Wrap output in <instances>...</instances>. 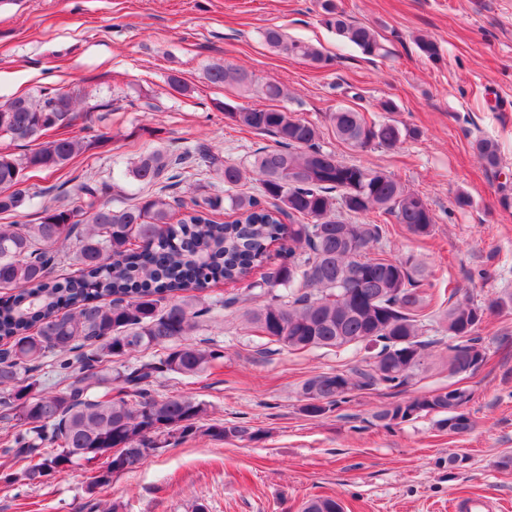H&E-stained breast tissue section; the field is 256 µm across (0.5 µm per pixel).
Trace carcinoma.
I'll return each instance as SVG.
<instances>
[{
  "instance_id": "cac0c4a2",
  "label": "carcinoma",
  "mask_w": 512,
  "mask_h": 512,
  "mask_svg": "<svg viewBox=\"0 0 512 512\" xmlns=\"http://www.w3.org/2000/svg\"><path fill=\"white\" fill-rule=\"evenodd\" d=\"M321 22L362 54L383 50L372 28L355 24L336 0H321ZM272 50L323 68L333 59L277 27L261 33ZM211 83L235 86L276 102L287 92L277 82H260L246 69L214 65ZM79 89L45 86L36 97L17 96L0 105V131L17 143L37 147L14 154L0 150V214L25 207L32 169H59L101 146L106 135L66 136L60 130L78 118ZM241 129L268 135L273 144L253 155L258 193L239 190L240 165L202 148L146 150L125 175L154 189L138 202L114 206L107 187L74 185L75 205L45 211L37 224H0V419L15 432L5 452L22 468L16 477L43 485L72 465L90 466L89 491L131 472L172 442L202 433L216 440L252 442L245 425L220 421L200 429L208 403L176 395L162 400L153 383L166 375L197 376L224 359L214 344L190 336L217 321L236 298L201 296L219 284L247 282L263 304L244 312L263 345L304 351L343 352L360 344L370 350L365 364L348 372H323L299 390L302 412L323 417L352 401L359 391L406 386L426 368L427 349L448 337V372L466 374L486 361L479 329L487 312L512 304V296L486 306L448 296V308L426 312L431 295L412 258L369 256L381 238L377 222L353 224L342 213L390 216L413 235L431 234L434 215L426 201L395 177L372 167L341 161L319 144L318 127L270 105L224 107ZM336 136L354 149L393 148L413 131L387 120L367 122L341 107L330 114ZM489 168L500 165L497 144L475 143ZM224 184V194L204 193L174 219L168 190L199 173ZM221 210L231 220L216 221ZM279 261L270 264L272 247ZM266 269L258 281L250 277ZM57 269L72 270L57 278ZM161 352L133 365L135 353ZM52 359L64 387L48 391L36 373ZM469 394L459 388L424 393L389 403L373 417L384 428L427 414L450 435L469 432ZM14 477V478H16ZM5 477V482L14 481ZM303 512H344L332 497L309 500Z\"/></svg>"
}]
</instances>
